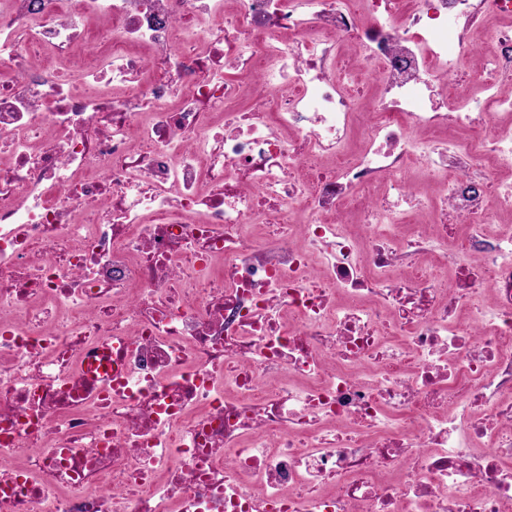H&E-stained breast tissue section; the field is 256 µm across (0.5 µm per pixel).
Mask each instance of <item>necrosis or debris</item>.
<instances>
[{
	"instance_id": "necrosis-or-debris-1",
	"label": "necrosis or debris",
	"mask_w": 512,
	"mask_h": 512,
	"mask_svg": "<svg viewBox=\"0 0 512 512\" xmlns=\"http://www.w3.org/2000/svg\"><path fill=\"white\" fill-rule=\"evenodd\" d=\"M509 170L512 0H0V512H512Z\"/></svg>"
}]
</instances>
